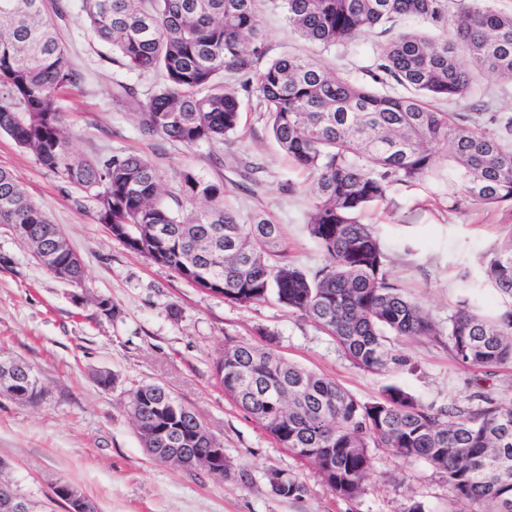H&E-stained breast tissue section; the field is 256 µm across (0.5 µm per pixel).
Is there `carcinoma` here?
I'll list each match as a JSON object with an SVG mask.
<instances>
[{
    "mask_svg": "<svg viewBox=\"0 0 512 512\" xmlns=\"http://www.w3.org/2000/svg\"><path fill=\"white\" fill-rule=\"evenodd\" d=\"M265 0H82L96 37L112 62L161 80L140 98L122 81L112 101L138 113L150 136L193 146L222 143L240 124L238 89L252 92L269 114L273 137L295 165L313 175L309 236L330 263L310 272L290 259L284 227L246 218L224 199V186L176 170V190L139 155L77 156L63 130L59 92L81 83L55 19L62 0H0V133L96 203L94 220L129 250L183 279L239 304L271 298L332 336L352 363L368 372L399 369L407 359L393 339L426 336L462 366L491 372L512 365V305L497 315L462 301L435 322L408 299L388 272L387 255L362 214L387 199L394 184H413L433 171L448 149V189L477 205L512 203V113L441 112L430 101H458L474 90L478 69L512 80V12L481 0L448 16V0H283L291 29L324 46L349 44L397 17L434 26L452 22L454 37L403 33L377 57L375 80L407 90L391 96L331 72L311 58L285 55L264 68ZM467 57L473 68L462 61ZM227 76L236 85L219 81ZM172 203H167L166 198ZM0 225L52 273L81 287V260L45 208L0 169ZM485 276L512 300V232L489 260ZM19 372L18 398L38 390L30 367ZM224 394L280 445L313 464L336 496L363 492L372 468L369 449L422 459L445 477L472 512H512V403L477 391L467 407L435 410L392 385L372 403L336 381L276 355L238 343L216 365ZM129 412L143 448L154 459L192 470L207 468L217 440L200 416L164 386L133 392ZM280 497L301 495L274 475Z\"/></svg>",
    "mask_w": 512,
    "mask_h": 512,
    "instance_id": "1",
    "label": "carcinoma"
}]
</instances>
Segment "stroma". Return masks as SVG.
I'll return each mask as SVG.
<instances>
[{"label": "stroma", "mask_w": 512, "mask_h": 512, "mask_svg": "<svg viewBox=\"0 0 512 512\" xmlns=\"http://www.w3.org/2000/svg\"><path fill=\"white\" fill-rule=\"evenodd\" d=\"M66 7L58 28L84 77L79 89L60 100L75 152L139 153L165 173L189 170L222 184L242 213H266L283 224L299 266L311 271L328 264L306 228L313 179L280 150L254 95L240 93V128L221 147H186L143 135L137 113L112 102V86L122 81L144 94L157 74L118 67L111 48L85 24L81 0H66ZM263 29L268 59L288 53L309 57L393 96L403 94V87L373 79L375 60L389 40L404 32L440 39L452 34L451 25L405 17L388 30L327 49L291 30L282 0H266ZM475 101L512 113V81L478 75L472 101H442L438 107L466 112ZM447 164L438 155L437 174L392 186L387 200L364 215L388 255L392 281L441 324L462 299L482 313L503 310L504 300L484 269L512 224V205L485 207L450 197ZM0 168L46 208L85 273L83 288L70 286L0 227V353L26 362L41 391L32 403L0 396V462L43 512H64L52 492L60 481L93 501L98 512H410L415 506L421 512H471V504L455 499L425 461L404 460L382 448L371 451L364 493L337 497L314 465L283 448L225 396L215 366L227 345L268 340L286 360L336 380L360 401H376L387 386L397 385L436 408L468 405L478 391L512 402V366L478 372L458 364L443 345L415 337L398 344L406 367L363 371L331 336L275 300H225L130 251L95 222L91 198L4 134ZM98 298L111 301L112 317L98 313ZM101 371L112 373L111 387L97 384ZM146 384L168 387L201 416L233 474L187 471L145 453L130 418L129 393ZM275 473L301 485V495H276L270 485Z\"/></svg>", "instance_id": "35a3bbf8"}]
</instances>
